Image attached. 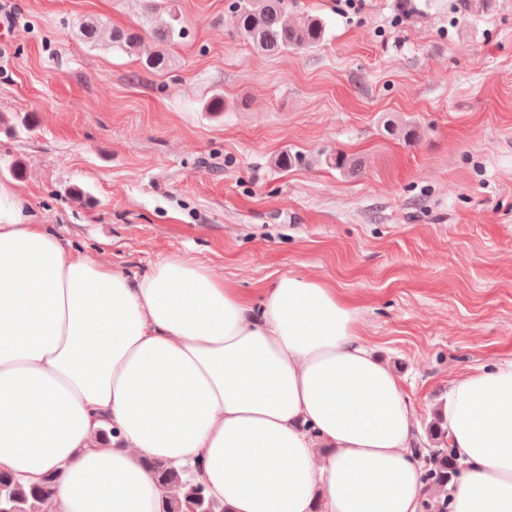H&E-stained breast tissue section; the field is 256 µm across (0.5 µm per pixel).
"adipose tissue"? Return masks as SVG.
<instances>
[{
  "label": "adipose tissue",
  "mask_w": 512,
  "mask_h": 512,
  "mask_svg": "<svg viewBox=\"0 0 512 512\" xmlns=\"http://www.w3.org/2000/svg\"><path fill=\"white\" fill-rule=\"evenodd\" d=\"M444 419L449 512H512V359L455 381ZM415 424L335 289L284 275L257 310L182 255L133 280L0 183V472L55 475L45 512H160L150 459L227 512H420Z\"/></svg>",
  "instance_id": "adipose-tissue-1"
}]
</instances>
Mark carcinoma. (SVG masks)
Listing matches in <instances>:
<instances>
[{
    "label": "carcinoma",
    "instance_id": "carcinoma-1",
    "mask_svg": "<svg viewBox=\"0 0 512 512\" xmlns=\"http://www.w3.org/2000/svg\"><path fill=\"white\" fill-rule=\"evenodd\" d=\"M150 33L164 47L183 36L178 28L179 17L172 11L162 15L149 8ZM234 13L237 33L255 49L277 54L302 51L318 46L325 26L318 17L306 15L298 20L288 14V0H236ZM103 24L89 18L78 22L81 39L97 46L101 42ZM142 32L114 28L109 46L126 54H135L142 43ZM142 66L147 70H163L170 66L165 50L146 57ZM429 468L428 484L443 488L457 472V459L446 448H430L426 455ZM150 469L160 488L163 512H226L224 504L207 496L204 486L196 479L189 465L167 461H152ZM55 477L50 475L40 485L24 487L10 475L0 472V512H42V506L54 494Z\"/></svg>",
    "mask_w": 512,
    "mask_h": 512
}]
</instances>
